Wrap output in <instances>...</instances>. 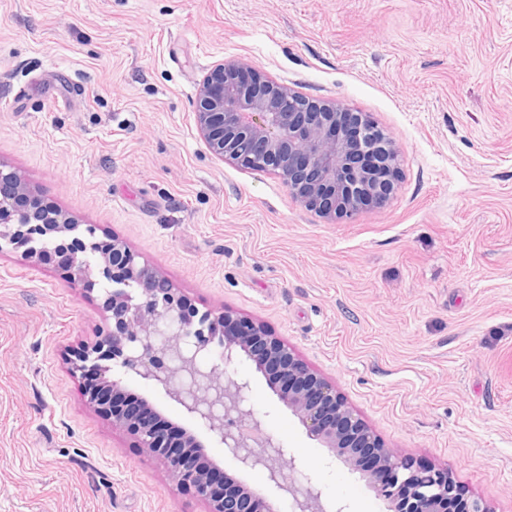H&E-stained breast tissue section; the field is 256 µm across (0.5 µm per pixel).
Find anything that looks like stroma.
Instances as JSON below:
<instances>
[{"mask_svg":"<svg viewBox=\"0 0 512 512\" xmlns=\"http://www.w3.org/2000/svg\"><path fill=\"white\" fill-rule=\"evenodd\" d=\"M241 58L365 112L402 177L330 222L214 156L196 98ZM0 170L199 310L263 323L385 444L512 512V0H0ZM103 292L0 250V512H209L89 403ZM266 428L349 512H386L254 364Z\"/></svg>","mask_w":512,"mask_h":512,"instance_id":"obj_1","label":"stroma"}]
</instances>
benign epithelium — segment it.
Listing matches in <instances>:
<instances>
[{"label":"benign epithelium","instance_id":"obj_1","mask_svg":"<svg viewBox=\"0 0 512 512\" xmlns=\"http://www.w3.org/2000/svg\"><path fill=\"white\" fill-rule=\"evenodd\" d=\"M196 119L207 148L219 159L280 176L288 192L334 222L386 203L399 179L393 141L362 112L338 101H315L270 80L245 61L217 66L199 87ZM27 192L22 181L0 170V243L27 259L48 262L71 278L90 275L92 256L107 283L103 308L112 329L78 355L83 372L110 361L178 404L186 419L204 428L244 473L260 469L265 485L292 504L293 512H346L324 500L321 487L299 470L281 440L266 430L250 400L245 378L222 377L203 361L222 348L227 362L245 355L263 375L274 371L288 384L277 393L309 436L361 474L392 512H448L459 486L448 470L400 457L346 405L336 388L314 374L259 322L229 312H201L172 287H158L161 275L138 261L117 240L103 253L98 241L79 236L74 217L52 205H16ZM101 371L86 388L88 400L132 434L140 446L165 459L178 484L206 501L209 512H274L272 501L240 481L225 487L226 475L193 429L171 436L144 412L156 413L145 398L139 409L115 401L131 395L119 378ZM114 405L100 401L98 389Z\"/></svg>","mask_w":512,"mask_h":512}]
</instances>
